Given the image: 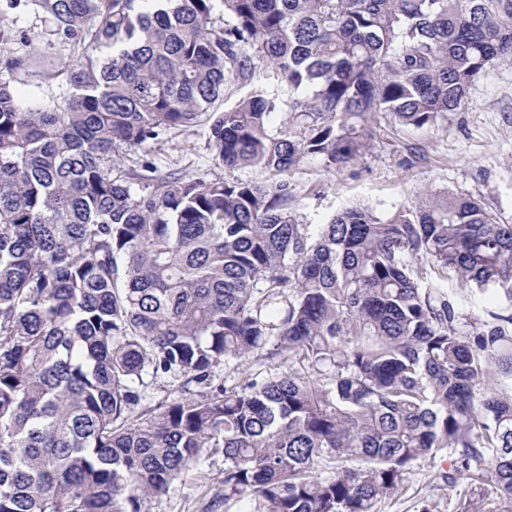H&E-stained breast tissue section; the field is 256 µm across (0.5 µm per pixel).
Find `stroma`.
<instances>
[{
	"mask_svg": "<svg viewBox=\"0 0 512 512\" xmlns=\"http://www.w3.org/2000/svg\"><path fill=\"white\" fill-rule=\"evenodd\" d=\"M24 51L16 41L0 44V83H7L26 105L64 96L66 86L40 83L6 68V59ZM371 127L372 148L357 162L328 170L311 159L288 174L304 223L323 224L359 205L391 211L446 191L481 199L512 224V65L491 66L470 87L464 106L435 124L415 128L379 117ZM207 137L208 127L202 124L151 150L159 174L267 182L261 171L216 165ZM289 369L286 361L233 360L215 367L213 382L229 387L250 375L275 377ZM454 460L448 450L417 459L402 485L376 504V512H459L475 486L463 475L449 480ZM223 480V452L208 451L149 504L148 512H258L260 504L250 495L225 496Z\"/></svg>",
	"mask_w": 512,
	"mask_h": 512,
	"instance_id": "1",
	"label": "stroma"
}]
</instances>
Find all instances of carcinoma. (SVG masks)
Here are the masks:
<instances>
[{
  "mask_svg": "<svg viewBox=\"0 0 512 512\" xmlns=\"http://www.w3.org/2000/svg\"><path fill=\"white\" fill-rule=\"evenodd\" d=\"M20 8L73 56L7 61L60 102L0 84V512H146L205 448L263 512H375L448 448L512 512V224L444 192L311 225L282 179L363 157L374 114L461 109L512 62V0H0V42L37 52ZM259 65L273 87L217 110ZM203 118L217 164L277 181L113 175ZM250 357L297 369L213 385ZM162 378L181 396L144 405ZM13 27L19 32H23L27 37L37 38L45 30L44 21L32 12L21 11L13 16Z\"/></svg>",
  "mask_w": 512,
  "mask_h": 512,
  "instance_id": "cac0c4a2",
  "label": "carcinoma"
}]
</instances>
